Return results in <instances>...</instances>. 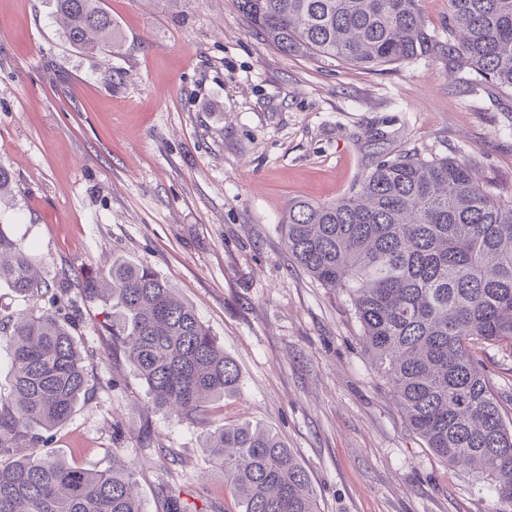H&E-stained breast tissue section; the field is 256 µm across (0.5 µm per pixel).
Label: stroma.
Returning <instances> with one entry per match:
<instances>
[{
	"mask_svg": "<svg viewBox=\"0 0 512 512\" xmlns=\"http://www.w3.org/2000/svg\"><path fill=\"white\" fill-rule=\"evenodd\" d=\"M121 52L65 42L54 0H0V227L44 279L66 277L92 387L49 448L105 469L120 453L144 512H223L204 439L230 417L277 432L320 512H498L490 482L409 428L347 295L290 255V200L348 195L399 153L466 161L512 200V96L447 54L363 71L279 53L238 0H101ZM151 266L237 364L239 395L196 421L152 408L112 346V304L77 286L113 259Z\"/></svg>",
	"mask_w": 512,
	"mask_h": 512,
	"instance_id": "obj_1",
	"label": "stroma"
}]
</instances>
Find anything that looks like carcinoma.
I'll use <instances>...</instances> for the list:
<instances>
[{"instance_id":"carcinoma-1","label":"carcinoma","mask_w":512,"mask_h":512,"mask_svg":"<svg viewBox=\"0 0 512 512\" xmlns=\"http://www.w3.org/2000/svg\"><path fill=\"white\" fill-rule=\"evenodd\" d=\"M249 27L284 54L366 71L444 51L477 85L512 93V0H448V43L422 21L419 0H240ZM64 39L112 52L122 35L101 0H55ZM288 252L325 288L349 297L373 364L405 420L452 468L476 469L512 512V419L477 358L494 345L512 360V203L454 158L379 160L350 195L293 201ZM32 301L0 323L12 386L0 396V512H143L134 470L112 454L91 470L46 451L89 390L91 374L60 305L28 249L0 230V283ZM85 297L112 302V343L147 387L149 403L195 420L240 391L236 363L195 308L148 265L116 259L88 278ZM48 302L41 306L39 302ZM205 447L224 471V512H319L307 470L271 429L226 422Z\"/></svg>"}]
</instances>
